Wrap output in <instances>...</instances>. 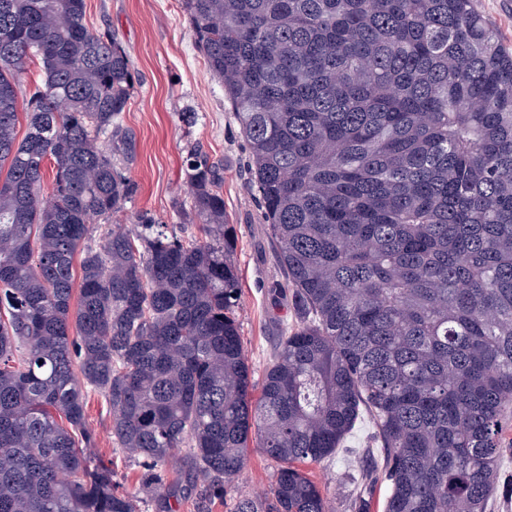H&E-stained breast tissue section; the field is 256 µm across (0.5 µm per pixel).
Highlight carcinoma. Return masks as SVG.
<instances>
[{
  "label": "carcinoma",
  "mask_w": 512,
  "mask_h": 512,
  "mask_svg": "<svg viewBox=\"0 0 512 512\" xmlns=\"http://www.w3.org/2000/svg\"><path fill=\"white\" fill-rule=\"evenodd\" d=\"M181 5L247 143L294 322L256 382L222 162L187 159L200 235L115 223L133 193L125 47L89 30L86 0H0V512H139L91 452L90 392L166 512L167 467L209 512L251 448L274 482L233 512H331L305 468L366 415L384 512H488L512 490V52L475 0Z\"/></svg>",
  "instance_id": "1"
}]
</instances>
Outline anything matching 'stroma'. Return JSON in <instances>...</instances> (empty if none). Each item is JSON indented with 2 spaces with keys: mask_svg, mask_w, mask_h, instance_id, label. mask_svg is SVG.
I'll list each match as a JSON object with an SVG mask.
<instances>
[{
  "mask_svg": "<svg viewBox=\"0 0 512 512\" xmlns=\"http://www.w3.org/2000/svg\"><path fill=\"white\" fill-rule=\"evenodd\" d=\"M86 22L91 30L116 35L135 77L122 114L123 125L135 136L134 159L124 173L136 187L125 205L124 222L145 211L158 223H178L177 210L188 201L190 148L200 147L224 164V214L237 232L242 288L237 316L254 375L262 377L284 324L293 320V309L272 291L280 278L275 250L251 185L247 145L224 86L197 46L180 0H86ZM86 417L97 437L96 452L114 461L122 490L139 491L141 468L116 451L109 433L111 415L100 394L88 395ZM374 432L372 422L362 421L349 441L350 452L310 469L335 512L353 510L354 488L366 475L358 453L368 447ZM274 475V464L251 451L234 488L213 512H231L237 497L268 492Z\"/></svg>",
  "mask_w": 512,
  "mask_h": 512,
  "instance_id": "35a3bbf8",
  "label": "stroma"
}]
</instances>
